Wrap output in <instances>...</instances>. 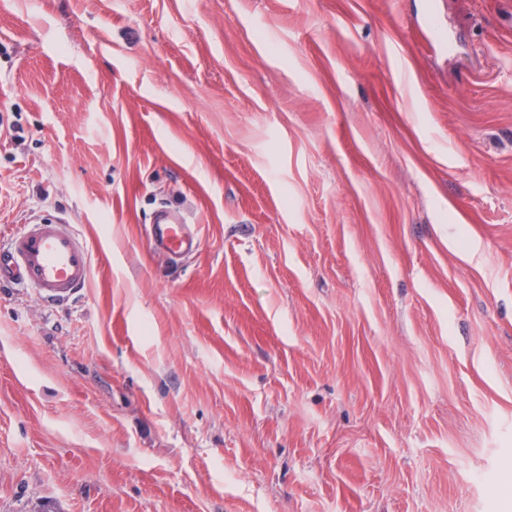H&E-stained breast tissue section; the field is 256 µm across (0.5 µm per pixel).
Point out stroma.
Segmentation results:
<instances>
[{"label": "stroma", "instance_id": "obj_1", "mask_svg": "<svg viewBox=\"0 0 512 512\" xmlns=\"http://www.w3.org/2000/svg\"><path fill=\"white\" fill-rule=\"evenodd\" d=\"M46 220L91 277L0 284V512H512V0H0ZM192 224H185L177 216L162 212L156 224H151V238L157 250L172 254L189 253L199 247L197 233Z\"/></svg>", "mask_w": 512, "mask_h": 512}]
</instances>
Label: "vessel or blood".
I'll list each match as a JSON object with an SVG mask.
<instances>
[{
  "label": "vessel or blood",
  "instance_id": "1",
  "mask_svg": "<svg viewBox=\"0 0 512 512\" xmlns=\"http://www.w3.org/2000/svg\"><path fill=\"white\" fill-rule=\"evenodd\" d=\"M151 238L156 249L172 254L199 247L190 225L167 212L152 225ZM90 276L91 253L86 243L54 221L21 225L0 255L1 280L19 281L51 302L70 299L87 286Z\"/></svg>",
  "mask_w": 512,
  "mask_h": 512
}]
</instances>
